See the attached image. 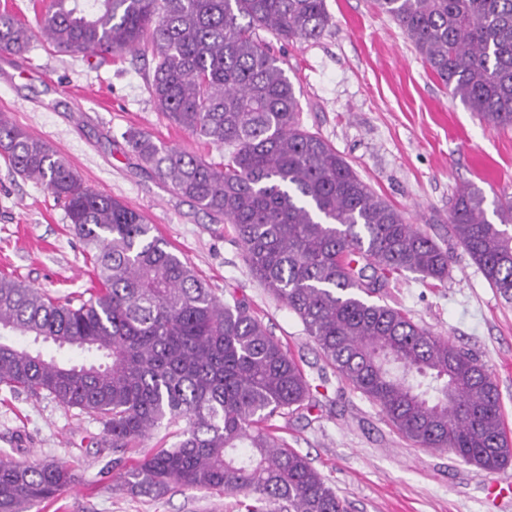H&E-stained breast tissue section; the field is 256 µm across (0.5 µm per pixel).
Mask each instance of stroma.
<instances>
[{
  "label": "stroma",
  "instance_id": "1",
  "mask_svg": "<svg viewBox=\"0 0 512 512\" xmlns=\"http://www.w3.org/2000/svg\"><path fill=\"white\" fill-rule=\"evenodd\" d=\"M331 25L317 40L283 43L306 129L320 133L372 190L456 259L432 286L408 273L381 302L475 354L492 373L512 433V301L489 284L448 235L455 192L512 197V127L491 128L430 72L403 30L372 0H326ZM151 53H115L92 67L34 39L24 57L0 60V113L50 143L81 182L141 212L218 296L235 293L310 378L326 362L302 322L252 277L231 225L143 170L124 132L220 162L222 149L159 112L148 90ZM0 273L53 296L91 285L92 267L62 204L0 161ZM288 447L307 455L349 512H512V463L477 471L446 451L418 448L379 409L337 378L316 407L274 420ZM160 429L138 447L113 449L102 427L46 395L0 389V461L66 463L73 487L31 512H239L221 493L174 489L154 498L124 487L120 469L175 443Z\"/></svg>",
  "mask_w": 512,
  "mask_h": 512
}]
</instances>
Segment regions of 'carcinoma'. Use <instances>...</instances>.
Here are the masks:
<instances>
[{"label":"carcinoma","instance_id":"cac0c4a2","mask_svg":"<svg viewBox=\"0 0 512 512\" xmlns=\"http://www.w3.org/2000/svg\"><path fill=\"white\" fill-rule=\"evenodd\" d=\"M374 5L453 98L495 127L512 126V0ZM330 22L326 0H48L34 27L0 12V57L23 55L38 34L82 61L151 43L157 109L224 148V161L139 130L125 134L130 152L212 221L232 225L252 276L402 437L499 470L512 461V442L492 374L403 309L373 301L406 272L447 280L453 253L302 127L284 60L257 36L314 40ZM0 157L63 204L98 282L88 297L62 301L0 275V335L101 358L75 364L0 341V387L80 410L116 449L180 426L176 444L124 473L139 493L218 491L244 512H347L271 424L302 409L315 386L246 302L220 300L143 214L83 186L49 143L2 113ZM492 215L480 189L463 187L448 230L511 300L512 200H494ZM74 482L54 461L0 462V512H28Z\"/></svg>","mask_w":512,"mask_h":512}]
</instances>
